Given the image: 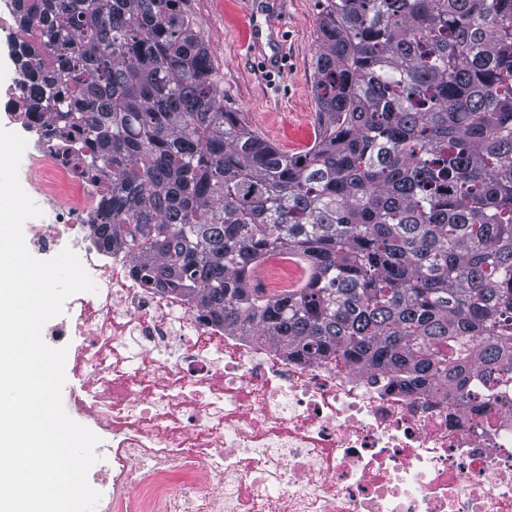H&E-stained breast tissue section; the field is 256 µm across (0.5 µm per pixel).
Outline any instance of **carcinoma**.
Returning a JSON list of instances; mask_svg holds the SVG:
<instances>
[{
  "instance_id": "cac0c4a2",
  "label": "carcinoma",
  "mask_w": 512,
  "mask_h": 512,
  "mask_svg": "<svg viewBox=\"0 0 512 512\" xmlns=\"http://www.w3.org/2000/svg\"><path fill=\"white\" fill-rule=\"evenodd\" d=\"M12 2L39 30L9 40L33 110L66 103L63 154L111 180L96 242L145 287L405 392L512 391V0H323L317 132L294 154L224 108L184 0ZM266 253L300 286L253 287Z\"/></svg>"
}]
</instances>
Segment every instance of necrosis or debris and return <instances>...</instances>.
Listing matches in <instances>:
<instances>
[{"mask_svg": "<svg viewBox=\"0 0 512 512\" xmlns=\"http://www.w3.org/2000/svg\"><path fill=\"white\" fill-rule=\"evenodd\" d=\"M8 99L42 210L26 246L41 260L73 250L96 286L42 337L67 348L65 410L105 450L99 512H512V397L478 387L474 409L444 384L408 393L297 363L143 287L125 250L93 238L102 179L61 153L52 115L31 119L26 80Z\"/></svg>", "mask_w": 512, "mask_h": 512, "instance_id": "necrosis-or-debris-1", "label": "necrosis or debris"}]
</instances>
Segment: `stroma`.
<instances>
[{
	"instance_id": "stroma-1",
	"label": "stroma",
	"mask_w": 512,
	"mask_h": 512,
	"mask_svg": "<svg viewBox=\"0 0 512 512\" xmlns=\"http://www.w3.org/2000/svg\"><path fill=\"white\" fill-rule=\"evenodd\" d=\"M185 8L210 49L226 109L241 113L258 135L281 150L312 144L317 125L314 79L321 27L319 0H287L283 39L285 69L265 71L241 49L247 31L245 0H186Z\"/></svg>"
}]
</instances>
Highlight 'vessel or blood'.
<instances>
[{"label": "vessel or blood", "mask_w": 512, "mask_h": 512, "mask_svg": "<svg viewBox=\"0 0 512 512\" xmlns=\"http://www.w3.org/2000/svg\"><path fill=\"white\" fill-rule=\"evenodd\" d=\"M278 13L279 0H248V38L244 48L250 56L261 57L270 71L283 69L285 60Z\"/></svg>", "instance_id": "1"}]
</instances>
